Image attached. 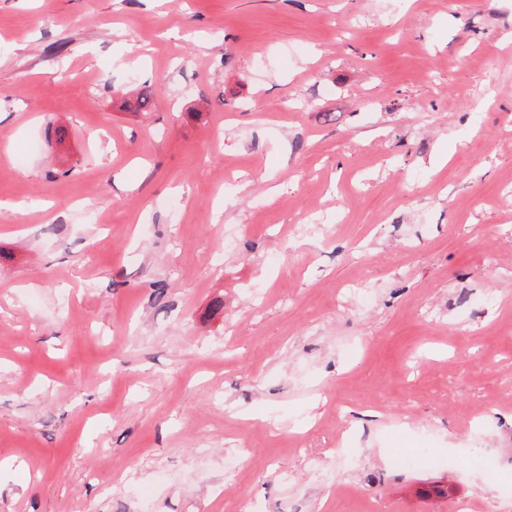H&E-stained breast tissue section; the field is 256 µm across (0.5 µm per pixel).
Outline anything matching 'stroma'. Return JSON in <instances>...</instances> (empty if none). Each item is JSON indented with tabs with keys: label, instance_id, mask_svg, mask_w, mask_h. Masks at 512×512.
<instances>
[{
	"label": "stroma",
	"instance_id": "35a3bbf8",
	"mask_svg": "<svg viewBox=\"0 0 512 512\" xmlns=\"http://www.w3.org/2000/svg\"><path fill=\"white\" fill-rule=\"evenodd\" d=\"M0 512H512V0H0Z\"/></svg>",
	"mask_w": 512,
	"mask_h": 512
}]
</instances>
